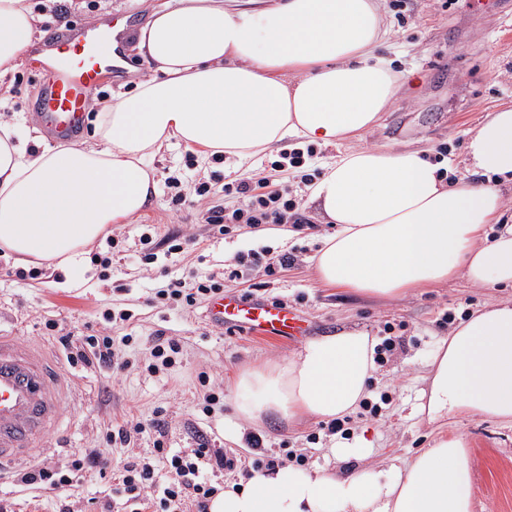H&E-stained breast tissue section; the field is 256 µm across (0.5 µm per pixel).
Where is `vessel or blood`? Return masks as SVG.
I'll return each instance as SVG.
<instances>
[{
  "label": "vessel or blood",
  "instance_id": "b4317fda",
  "mask_svg": "<svg viewBox=\"0 0 512 512\" xmlns=\"http://www.w3.org/2000/svg\"><path fill=\"white\" fill-rule=\"evenodd\" d=\"M112 16L90 29L52 27L38 44L37 70L43 76L34 114L53 139L75 140L83 132L91 94L104 74H122ZM221 326L296 337L305 329L290 309L237 295L215 296L207 311ZM70 393L49 350L0 335V464L35 460L46 433L59 421Z\"/></svg>",
  "mask_w": 512,
  "mask_h": 512
}]
</instances>
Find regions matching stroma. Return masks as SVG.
<instances>
[{
    "instance_id": "35a3bbf8",
    "label": "stroma",
    "mask_w": 512,
    "mask_h": 512,
    "mask_svg": "<svg viewBox=\"0 0 512 512\" xmlns=\"http://www.w3.org/2000/svg\"><path fill=\"white\" fill-rule=\"evenodd\" d=\"M34 13L49 17L52 23L91 28L105 15L126 19L127 42H134L148 19L147 9L130 0H29ZM388 30L381 48L395 71L405 73L407 83L399 91L378 127L363 139H349L341 147L321 146L311 162L322 168L338 149L362 146H388L416 149L434 158L439 146H447L441 163L449 180L464 171L465 144L489 112L500 104L512 103V39L501 29L505 14L512 13V0L492 11L478 12L469 0H403L395 9L391 0H378ZM144 59L127 57L123 77L103 80L94 91L95 105L89 117H96L98 103L115 99L134 89L146 76ZM39 89L37 72L29 60L0 78V117L21 123L22 135L36 137L40 129L33 115ZM278 152L265 153L240 162L226 155L210 156L198 165L196 153L185 146H172L157 154L152 166L157 175V195L141 215L107 228L88 249L91 255L110 254L112 263L103 267L91 262L60 270L42 268L37 277L20 278L27 265L16 255L0 253V329L24 342L46 343L59 356L79 350L90 335L110 332L126 338L120 346L114 367L92 363L70 364L63 369L70 380L75 405L49 434L50 452L45 461L59 468L70 466L81 448H96L100 466L74 481L67 490H28L20 486V471L0 476V504L9 512H59L69 505L72 512H112L114 473L124 452L108 441L112 428L128 420L146 424L147 430L135 444L137 452L150 450L155 439L149 424L155 408L167 411L166 445L172 449L193 445L195 431L211 437L218 448L244 450V437L259 432L265 446H287L309 457V467L350 471L362 465L388 461L403 464L435 436L434 426L418 414L423 390L427 388L429 363L449 329L440 320L444 313L463 319L484 305L512 297V288H477L466 279L455 277L441 283L412 288L399 297L367 296L346 288L322 284L314 271L313 257L323 237L335 232L315 204L311 203L301 180V169L272 171ZM209 182L213 191L205 199L188 196L185 204L171 202L167 182L185 171ZM258 173L273 175L287 184L296 196L298 212L305 221L303 230L292 224L263 230L234 229L229 235L213 234L205 221L209 208L233 206L224 196L225 182ZM150 236L142 244L141 236ZM185 241L179 257L168 256L172 239ZM264 247L274 253L298 252L295 266L268 277L258 290L248 291L240 281H225L223 291L253 298L282 299L309 322V337L334 334L346 329H362L384 338L385 325L403 345L382 366L377 367L369 386L371 401L388 394L390 402L379 417H352L351 442L367 441L373 453L366 460L335 459L330 450L340 444L337 436L310 443L309 435L319 434L321 419L307 418L288 425L274 418L265 419L261 429L235 413L232 378L239 369L267 361H281L300 349L303 338L288 339L248 333L210 324L203 306L183 309L175 303H159L153 296L173 278L203 276L232 264L237 253ZM157 254L155 263L141 264L140 252ZM127 310L130 322L107 328L104 313ZM175 339L182 347L183 373L178 379L149 376L144 368L146 353L157 335ZM69 337L63 347L61 337ZM307 336V337H308ZM207 371L212 383L224 393L211 417L201 418L202 392L196 375ZM462 434L474 460V512H512V427L484 416H472L455 426Z\"/></svg>"
}]
</instances>
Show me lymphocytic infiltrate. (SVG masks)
<instances>
[{"label":"lymphocytic infiltrate","instance_id":"obj_1","mask_svg":"<svg viewBox=\"0 0 512 512\" xmlns=\"http://www.w3.org/2000/svg\"><path fill=\"white\" fill-rule=\"evenodd\" d=\"M223 189L225 195L241 199L242 205L229 212L210 210L207 222L214 234L227 235L234 226L257 229L298 218L297 202L289 188L274 184L269 177L243 178L224 184ZM296 261V255L291 253L274 256L267 249H253L239 257L237 268L227 271L226 276L231 280L243 278L247 273L271 276L276 270L295 265ZM219 290L218 275L212 272L202 278L171 280L159 295L189 309ZM152 427L156 433L152 456L132 457L119 470V491L126 496L131 512H208V503L218 492L211 480L213 474L247 473L278 464L279 459L267 454L262 438L255 434L247 437L249 452L245 455L210 447L206 434L201 431L196 434L195 447L173 451L164 446V419L154 418ZM99 464V450L87 448L72 461L70 468L63 470L44 464L21 476L20 484L32 489L49 485L63 490L81 473ZM161 468L167 474L163 482L157 474Z\"/></svg>","mask_w":512,"mask_h":512}]
</instances>
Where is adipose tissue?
Wrapping results in <instances>:
<instances>
[{"instance_id":"ef3b65f1","label":"adipose tissue","mask_w":512,"mask_h":512,"mask_svg":"<svg viewBox=\"0 0 512 512\" xmlns=\"http://www.w3.org/2000/svg\"><path fill=\"white\" fill-rule=\"evenodd\" d=\"M38 24L27 0H0V75ZM376 0H162L130 50L152 73L101 104L94 143L29 153L0 121V248L64 269L109 225L156 195L150 159L171 144L246 159L288 139L321 145L376 127L403 82L379 49ZM467 174L445 182L417 151L362 147L328 162L309 198L336 224L315 257L321 282L375 297L446 281L512 285V226L486 239L512 183V105L466 142ZM376 340L344 330L288 359L241 369L238 415L259 424L334 419L368 396ZM420 412L439 432L404 465L348 473L282 465L212 498L209 512H473L472 458L449 420L512 425V301L476 310L435 352Z\"/></svg>"}]
</instances>
